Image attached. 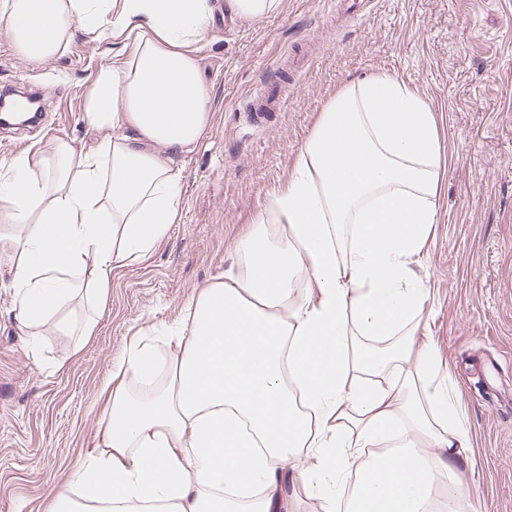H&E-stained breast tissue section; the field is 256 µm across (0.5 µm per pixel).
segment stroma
<instances>
[{
  "mask_svg": "<svg viewBox=\"0 0 512 512\" xmlns=\"http://www.w3.org/2000/svg\"><path fill=\"white\" fill-rule=\"evenodd\" d=\"M108 51L79 32L61 57L26 62L0 31V88L44 103L36 123L0 127V160L57 138L95 142L83 93ZM200 57L215 124L177 159L181 219L147 258L113 271L88 342L19 334L0 288V512H46L95 441L101 390L130 341L175 354L160 331L201 288L237 275L235 241L285 184L327 102L376 73L432 106L448 162L422 251L421 324L475 438L458 466L459 510L512 512V0H375L362 20L334 0H282L258 19H217ZM272 82L282 108L253 123L245 108Z\"/></svg>",
  "mask_w": 512,
  "mask_h": 512,
  "instance_id": "35a3bbf8",
  "label": "stroma"
}]
</instances>
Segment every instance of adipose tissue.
I'll list each match as a JSON object with an SVG mask.
<instances>
[{
    "label": "adipose tissue",
    "mask_w": 512,
    "mask_h": 512,
    "mask_svg": "<svg viewBox=\"0 0 512 512\" xmlns=\"http://www.w3.org/2000/svg\"><path fill=\"white\" fill-rule=\"evenodd\" d=\"M214 0H0L16 55H62L75 30L111 43L84 97L98 140L0 162V288L23 333H70L112 272L151 254L178 223V156L212 128L198 52ZM433 110L378 74L346 84L292 173L234 252L242 267L184 305L156 361L133 340L104 385L100 437L53 512H269L276 464L307 454L303 487L354 478L351 512H426L436 463L455 495L470 446L429 343L412 348L428 290L416 269L447 174ZM399 441L391 464L367 448Z\"/></svg>",
    "instance_id": "1"
}]
</instances>
